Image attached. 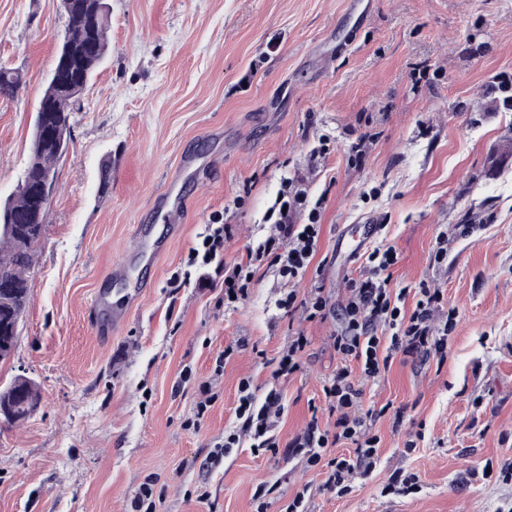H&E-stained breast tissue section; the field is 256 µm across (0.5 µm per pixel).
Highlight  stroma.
Listing matches in <instances>:
<instances>
[{"label": "stroma", "instance_id": "35a3bbf8", "mask_svg": "<svg viewBox=\"0 0 512 512\" xmlns=\"http://www.w3.org/2000/svg\"><path fill=\"white\" fill-rule=\"evenodd\" d=\"M106 2L108 55L71 115L27 273L30 304L0 361V388L22 375L41 393L29 418L0 426V512H134L149 476L155 512H252L261 484L268 512H285L301 489L308 512H512V482L500 477L512 460V0H371L362 15L347 0ZM65 26L60 0H0V64L24 76L0 97V202L23 177ZM324 134L329 150L312 159ZM174 178L184 208L168 223L156 200ZM287 178L324 200L301 279L259 272L235 308L212 265L171 287L213 213L228 226L225 263L244 260ZM144 224L163 255L113 278ZM368 224L383 225L400 254L392 287L441 289L457 325L443 365L398 358L385 376L356 377L381 442L373 471L340 496L285 444L310 418L336 420L322 388L342 364L336 313L359 275L349 246ZM444 229L448 255L436 265ZM291 289L321 292L325 317L280 310ZM133 292L138 309L101 340L92 300L119 305ZM299 330L311 340L300 370L274 378ZM245 377L261 394L280 388L281 446L245 445L203 470L236 424ZM408 473L418 493L383 495Z\"/></svg>", "mask_w": 512, "mask_h": 512}]
</instances>
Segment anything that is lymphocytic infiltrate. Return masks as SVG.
Returning a JSON list of instances; mask_svg holds the SVG:
<instances>
[{"label":"lymphocytic infiltrate","instance_id":"f902f5d3","mask_svg":"<svg viewBox=\"0 0 512 512\" xmlns=\"http://www.w3.org/2000/svg\"><path fill=\"white\" fill-rule=\"evenodd\" d=\"M322 208V201L311 200L301 185L285 183L266 216L271 234L249 247L245 260L225 265L224 217L215 214L189 250L186 264L222 266L224 304L234 306L248 298L264 267L276 265L279 276L289 281L307 272L317 252ZM300 210L307 213L306 223H293V214ZM361 259V274L350 284L341 307L342 327L333 342L342 365L323 386L331 409L338 414L336 422L329 429L320 426L318 419H310L287 443L289 452L303 458L308 467L323 469L327 488L341 496L350 492L356 472L367 473L375 467L380 444L379 436L372 431L371 415L359 412L362 391L352 376L353 367H360L364 377L375 379L388 371L398 353L422 363L444 362L448 337L455 328L451 313L443 325L435 323L443 298L440 289L425 284L413 290L391 288V270L399 261L394 246H375ZM283 412L280 389L269 388L260 398L251 380L242 379L235 407L236 426L225 432L223 441L214 444L209 464L218 465L246 438L256 451L278 447L274 423ZM342 442L352 444V455L330 456L329 448Z\"/></svg>","mask_w":512,"mask_h":512}]
</instances>
